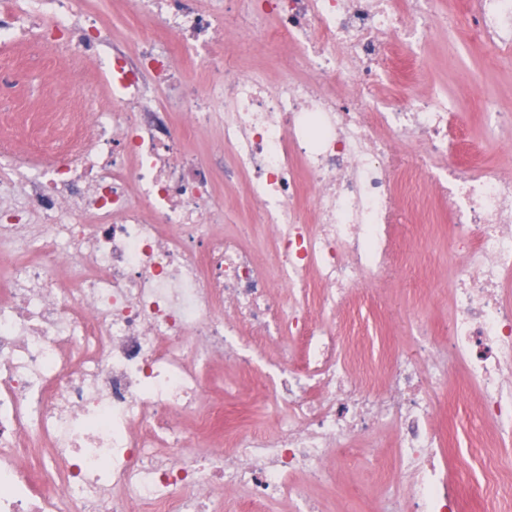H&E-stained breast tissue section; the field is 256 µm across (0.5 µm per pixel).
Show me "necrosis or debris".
Wrapping results in <instances>:
<instances>
[{
    "label": "necrosis or debris",
    "mask_w": 512,
    "mask_h": 512,
    "mask_svg": "<svg viewBox=\"0 0 512 512\" xmlns=\"http://www.w3.org/2000/svg\"><path fill=\"white\" fill-rule=\"evenodd\" d=\"M236 2L252 30L228 23L224 0H136L132 56L109 48L85 0L0 11L1 46L96 61L113 102L62 113L68 139L38 141L37 160L0 152V512H264L284 499L318 512L297 475L322 477L333 450L387 424L403 492L377 512H458L426 393L452 360L512 433V176L457 166L447 96L377 95L447 16L435 0ZM461 18L470 48L512 66V0H468ZM245 44L298 55L271 82L227 68ZM185 58L219 90L196 88ZM217 124L266 263L229 231L212 164L186 147ZM431 188L468 256L452 272L450 356L345 351L332 314L390 276L401 215ZM311 288L315 316L299 301ZM293 339L302 366L258 367ZM219 359L258 371L282 413L272 432L217 437L224 403L202 374Z\"/></svg>",
    "instance_id": "necrosis-or-debris-1"
}]
</instances>
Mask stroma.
<instances>
[{"instance_id": "stroma-1", "label": "stroma", "mask_w": 512, "mask_h": 512, "mask_svg": "<svg viewBox=\"0 0 512 512\" xmlns=\"http://www.w3.org/2000/svg\"><path fill=\"white\" fill-rule=\"evenodd\" d=\"M113 42L135 53L138 17L130 10L114 9L113 0H87ZM423 78L408 87L382 86L381 93L394 98L423 96L436 90L455 100L465 124L460 136L467 145L464 162L496 167L512 163V128L492 131L483 123L477 107L480 97L489 96L497 110L512 112V68H499L469 50L466 29L454 34L440 32L423 50ZM26 78L13 86L15 71ZM85 111L108 105V91L95 66L85 60L63 67L60 51L46 46L33 54L24 44L0 46V129L22 121L32 136L52 135L50 115L72 111L75 104ZM215 192L226 210L233 212L237 230L247 241L260 238L253 223L252 206L242 180L225 181L223 167L214 172ZM448 214L436 197L420 206L415 221L397 227L396 262L412 267L376 286V302L352 299L343 312L355 319L360 333L352 337V350L374 354L396 350L414 354L418 333L426 331L440 347L450 339L448 288L450 264L459 263L448 239ZM236 387L235 397L226 401L225 429L266 416L265 395L255 375L225 369L223 376L206 382V392L224 386ZM430 391L438 401L436 422L443 432V456L448 476L462 490L461 512H512V507L496 498L498 479L494 462H512V440H501L491 421L478 411L479 389L467 379L463 369L449 364L444 380L434 382ZM336 483L312 486L323 512H374L379 498L398 486L396 452L391 429H383L376 440H365L332 456Z\"/></svg>"}]
</instances>
